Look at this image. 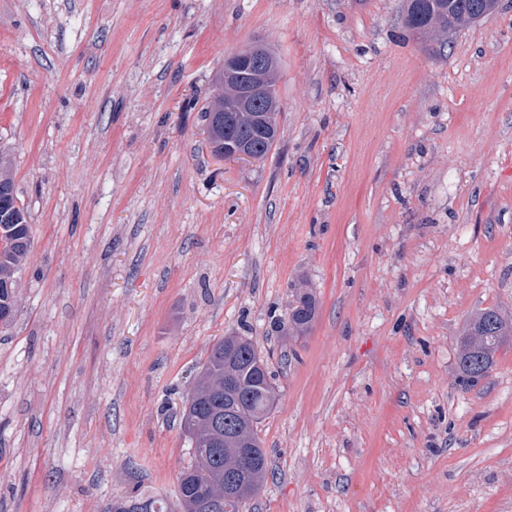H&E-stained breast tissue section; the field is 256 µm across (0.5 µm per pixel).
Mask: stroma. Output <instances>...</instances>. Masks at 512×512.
I'll return each mask as SVG.
<instances>
[{
	"instance_id": "35a3bbf8",
	"label": "stroma",
	"mask_w": 512,
	"mask_h": 512,
	"mask_svg": "<svg viewBox=\"0 0 512 512\" xmlns=\"http://www.w3.org/2000/svg\"><path fill=\"white\" fill-rule=\"evenodd\" d=\"M277 48L278 141L220 160L229 52ZM0 151L32 245L0 326V512L176 506L213 344L273 352L243 512H512V0L448 39L402 0H0ZM318 314L277 328L293 288ZM511 343L512 317H506L494 308L474 313L456 342L458 385L467 390L489 377L495 366L496 353ZM140 504H144L146 511H138ZM113 512H168V505L162 498L143 496L141 494L131 496L128 499L116 500L112 503Z\"/></svg>"
}]
</instances>
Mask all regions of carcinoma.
Masks as SVG:
<instances>
[{
  "instance_id": "cac0c4a2",
  "label": "carcinoma",
  "mask_w": 512,
  "mask_h": 512,
  "mask_svg": "<svg viewBox=\"0 0 512 512\" xmlns=\"http://www.w3.org/2000/svg\"><path fill=\"white\" fill-rule=\"evenodd\" d=\"M498 0H405L403 23L420 37L442 38L492 15ZM269 62L261 71L264 92L245 100L237 93L236 79L224 83V97L204 111L207 141L214 155L260 160L273 148L278 134L281 100L279 57L266 50ZM31 247L28 214L18 206L11 180L0 178V324L8 325L17 305L16 273ZM318 301L309 288H296L280 323L286 336H302L312 327ZM512 343V317L494 308L474 313L456 342L458 385L467 390L490 376L495 355ZM232 373L237 385L224 386ZM276 400L268 362L246 336H226L211 349L195 389L187 397L181 427L194 448L190 465L178 484L180 512H241L262 488L268 458L261 446L258 425ZM239 478V500L224 506V483ZM168 512L167 503L141 494L112 503V512Z\"/></svg>"
}]
</instances>
